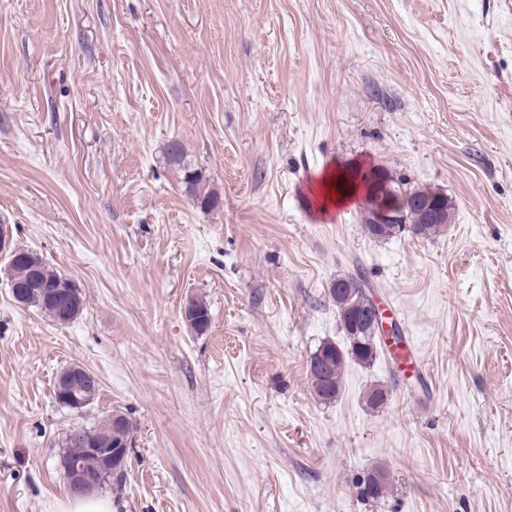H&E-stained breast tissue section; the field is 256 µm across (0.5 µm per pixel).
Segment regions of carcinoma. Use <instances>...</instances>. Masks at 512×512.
I'll return each instance as SVG.
<instances>
[{"label": "carcinoma", "instance_id": "1", "mask_svg": "<svg viewBox=\"0 0 512 512\" xmlns=\"http://www.w3.org/2000/svg\"><path fill=\"white\" fill-rule=\"evenodd\" d=\"M165 162L181 173L183 191L201 209L215 206L217 197L205 188V175L188 158L184 146L173 141L164 152ZM400 197L401 223L383 224L375 229L370 224L363 225L367 235L375 240H390L404 233L429 239L440 233L444 224H420L416 219L414 200L403 188L399 179H391ZM10 285L27 290L23 305L35 307L57 324L62 323V301H70L84 306V295L80 288L68 277L50 265L41 255L29 249H18V256L9 267ZM366 284L363 279L353 276L336 278L329 294L336 305L341 324L348 341L341 348L333 342L320 345L310 357L314 366L308 370V385L314 397L323 403H331L339 397L343 387V373L348 362L362 365L371 364L377 357L383 339L372 334L371 322L366 314ZM193 319L189 326L198 334L208 330L211 324V311L207 302L198 297L191 298ZM389 400L388 390L374 386L365 395L366 405L380 409ZM61 462L64 470L72 463L82 470L97 473L99 458L85 447L84 440L68 433L63 443ZM389 487V472L377 466L360 481L361 495L367 500L383 498Z\"/></svg>", "mask_w": 512, "mask_h": 512}]
</instances>
